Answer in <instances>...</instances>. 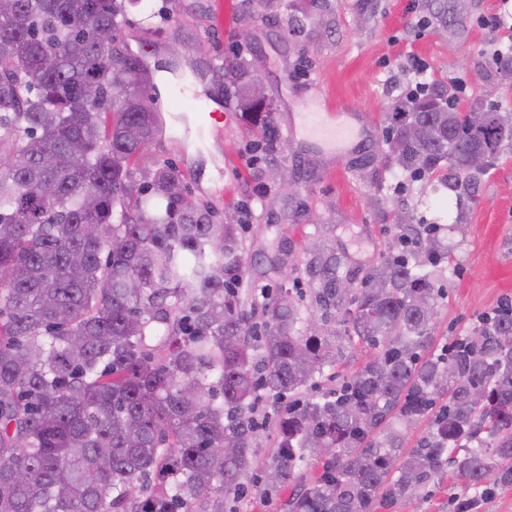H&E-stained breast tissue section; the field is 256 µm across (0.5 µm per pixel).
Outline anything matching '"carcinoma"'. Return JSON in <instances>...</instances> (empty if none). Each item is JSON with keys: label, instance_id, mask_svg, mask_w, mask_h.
Here are the masks:
<instances>
[{"label": "carcinoma", "instance_id": "1", "mask_svg": "<svg viewBox=\"0 0 512 512\" xmlns=\"http://www.w3.org/2000/svg\"><path fill=\"white\" fill-rule=\"evenodd\" d=\"M138 2L0 0V512H195L201 498L224 512L255 469L258 392L292 396L357 344L376 356L281 421L265 464L279 478L326 450L284 512L392 508L447 464L473 491L459 512L487 482L512 484V304L421 357L451 256L436 225H407L413 249L366 268L358 288L340 287L336 251L319 242L304 267L317 318L305 324L285 294L250 334L239 225L189 198L174 164L141 166L163 134L154 74L103 46ZM115 59L143 80L116 83ZM207 74L279 147L273 106L251 102L249 61L221 56ZM469 109L483 125L443 82L395 100L385 161L468 192L512 151L511 112Z\"/></svg>", "mask_w": 512, "mask_h": 512}]
</instances>
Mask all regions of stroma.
I'll return each instance as SVG.
<instances>
[{
    "label": "stroma",
    "mask_w": 512,
    "mask_h": 512,
    "mask_svg": "<svg viewBox=\"0 0 512 512\" xmlns=\"http://www.w3.org/2000/svg\"><path fill=\"white\" fill-rule=\"evenodd\" d=\"M225 5L226 0H141L130 9L118 45L156 66L155 109L186 115L193 123L188 133L168 125L149 153L185 172L190 197L210 206L218 223L240 225L246 307L260 308L283 285L310 299L305 249L318 224L335 225L329 245L341 260L339 272L359 285L365 268L398 247L403 229L395 217L404 210L416 223L439 225L452 246L438 274L442 297L430 353L470 335L512 300V152L482 177L474 193L462 196L434 181H408L384 161L386 113L409 86L441 81L455 87L461 106L476 100L512 105V78L502 77L488 59L495 50L512 48V30L481 23L499 12L500 0H329L325 10L304 19L299 32L290 26L289 12L242 5L232 38L224 32ZM174 41L183 45L176 74L162 68ZM238 48L266 58L260 79L280 128L295 122L307 105L351 106L369 114L372 142L337 164L302 140L285 142L272 154L239 110H224L221 123L209 128L192 106L170 97L175 79L194 80L195 69ZM275 171L295 180L292 205H264L278 190ZM286 247L293 253L290 265L270 272V259ZM371 355L361 346L350 350L342 363L302 388L300 398L339 387ZM288 493L285 486L268 488L260 471L245 496L226 499L224 509L282 512ZM460 493L447 472L391 512H456Z\"/></svg>",
    "instance_id": "35a3bbf8"
}]
</instances>
